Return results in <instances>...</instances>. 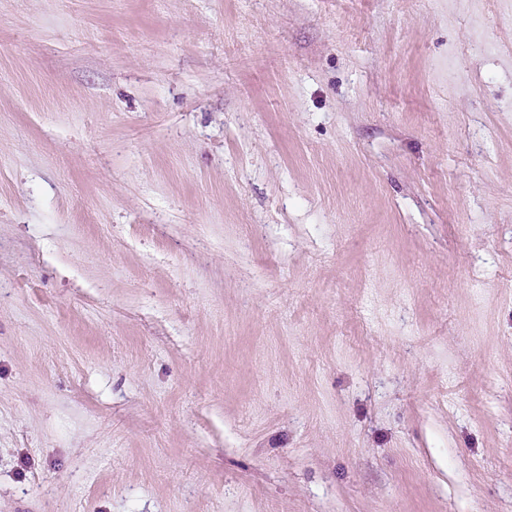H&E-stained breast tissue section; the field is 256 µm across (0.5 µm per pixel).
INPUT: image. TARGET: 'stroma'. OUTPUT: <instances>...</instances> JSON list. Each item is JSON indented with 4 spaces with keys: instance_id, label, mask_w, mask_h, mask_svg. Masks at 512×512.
<instances>
[{
    "instance_id": "stroma-1",
    "label": "stroma",
    "mask_w": 512,
    "mask_h": 512,
    "mask_svg": "<svg viewBox=\"0 0 512 512\" xmlns=\"http://www.w3.org/2000/svg\"><path fill=\"white\" fill-rule=\"evenodd\" d=\"M0 512H512V0H0Z\"/></svg>"
}]
</instances>
